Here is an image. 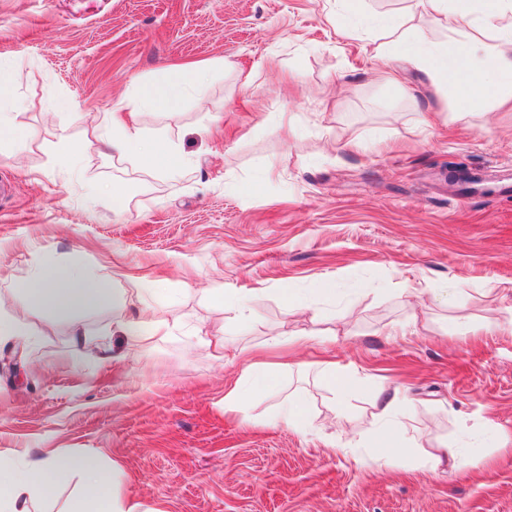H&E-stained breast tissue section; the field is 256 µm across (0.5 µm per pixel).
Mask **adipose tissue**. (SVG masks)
Masks as SVG:
<instances>
[{
  "instance_id": "ef3b65f1",
  "label": "adipose tissue",
  "mask_w": 512,
  "mask_h": 512,
  "mask_svg": "<svg viewBox=\"0 0 512 512\" xmlns=\"http://www.w3.org/2000/svg\"><path fill=\"white\" fill-rule=\"evenodd\" d=\"M483 2L463 0L462 6L452 9L448 0H415L417 10L444 16L449 28L465 26L473 29L474 35L447 62L430 52L405 57L416 68L448 76L459 96L472 108L489 102L490 85H512V26L498 23L501 15L512 13V0H493L489 9L484 8ZM488 29L493 32L491 40L481 39V32ZM206 71V66L196 65L181 69L174 81L141 85L126 108L132 114L145 107L174 109L186 93L196 89ZM91 144L102 155L127 157L144 169L172 178L184 176L186 171V163L177 150L165 147L137 122H126L115 113L106 115L92 129ZM10 292L13 297L49 310H91L110 303L118 310L112 322L113 334H140L139 320L124 314L125 301L107 278L88 281L80 273L49 262L34 275L14 280ZM406 400V395L397 389L379 391L375 397L376 411L367 432L379 444L380 460L392 459L399 453V436L404 428L402 406ZM67 471L78 474L83 481V495L71 512H142L138 501L122 493L118 479L110 476L96 452L69 455L55 449L21 460L15 454L0 452V512H34L37 500L53 490Z\"/></svg>"
}]
</instances>
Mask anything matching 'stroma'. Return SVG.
<instances>
[{"label":"stroma","mask_w":512,"mask_h":512,"mask_svg":"<svg viewBox=\"0 0 512 512\" xmlns=\"http://www.w3.org/2000/svg\"><path fill=\"white\" fill-rule=\"evenodd\" d=\"M413 0H0V61L13 64L24 150L0 147V452L98 451L144 512H512V103L468 109L453 86L401 59L371 70L390 22L413 20L455 53L468 29L416 17ZM355 29L341 37L337 23ZM213 61L178 110L141 109L188 170L170 180L59 143L138 84ZM363 141L353 153L345 143ZM126 191L114 210L107 186ZM110 278L144 326L200 325L224 358L181 334L112 337L102 368L70 325L111 328V306L64 312L15 299L43 259ZM336 281L331 298L315 283ZM456 289L467 333L437 289ZM293 289L306 315L289 310ZM224 293L212 303L209 289ZM250 300L246 319L229 302ZM275 383L243 406L224 394L273 336ZM333 360L357 384L331 402ZM412 401L405 450L373 460L361 435L380 387ZM301 397L311 425L278 420ZM461 469L424 466L441 445Z\"/></svg>","instance_id":"1"}]
</instances>
